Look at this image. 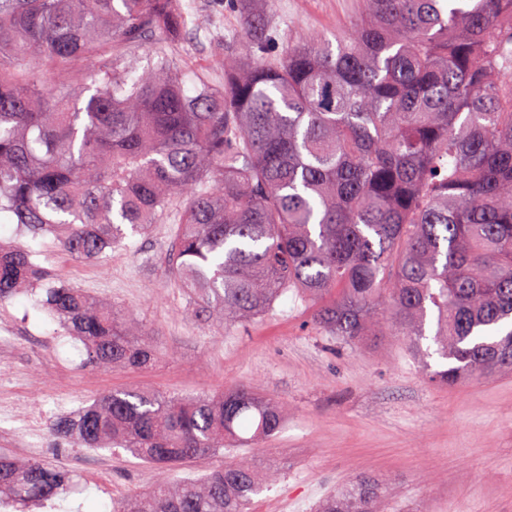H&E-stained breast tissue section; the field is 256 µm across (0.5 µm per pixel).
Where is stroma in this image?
Masks as SVG:
<instances>
[{"instance_id":"1","label":"stroma","mask_w":512,"mask_h":512,"mask_svg":"<svg viewBox=\"0 0 512 512\" xmlns=\"http://www.w3.org/2000/svg\"><path fill=\"white\" fill-rule=\"evenodd\" d=\"M190 29L179 46L185 85L195 73L224 78L211 50L216 38L234 40L235 0H182ZM281 35L318 32L333 40L360 14V0H253ZM169 212L147 234L128 236L92 262L57 250L53 235L33 241V260L90 298L112 305L160 346L146 370H98L82 343L43 309V288L0 305L15 315L19 336L0 373L11 372L0 393L42 409L63 396L81 410L109 391L140 390L196 398L248 389L283 409V429L263 441L257 463L278 472L274 485L254 496L250 512H316L330 492L366 478L386 489L383 512H512V371L475 375L442 387L431 382L398 336L356 342L315 328L316 307L287 293L263 319L225 326L223 319L187 316L192 301L172 280L167 250L179 234ZM108 486L80 467L86 448L46 435L44 460L75 477L74 491L55 497V512H112L114 501L171 479L169 471L122 448L105 449Z\"/></svg>"}]
</instances>
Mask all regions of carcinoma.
Segmentation results:
<instances>
[{"mask_svg":"<svg viewBox=\"0 0 512 512\" xmlns=\"http://www.w3.org/2000/svg\"><path fill=\"white\" fill-rule=\"evenodd\" d=\"M360 2L334 44L280 42L242 11L243 50L214 43L224 82L199 75L188 92L172 52L181 0H0V213L92 261L176 203L169 267L191 316L248 323L295 288L334 336H402L437 354L438 385L512 371V0ZM34 254L0 250V302L43 278ZM45 305L88 363L156 362L151 338L68 283ZM283 424L249 390H126L53 429L167 470L204 463L113 512H246L275 475L247 456L208 460L242 430L262 439ZM69 483L52 464L0 455V493L20 506ZM381 494L367 481L320 512H381Z\"/></svg>","mask_w":512,"mask_h":512,"instance_id":"1","label":"carcinoma"}]
</instances>
